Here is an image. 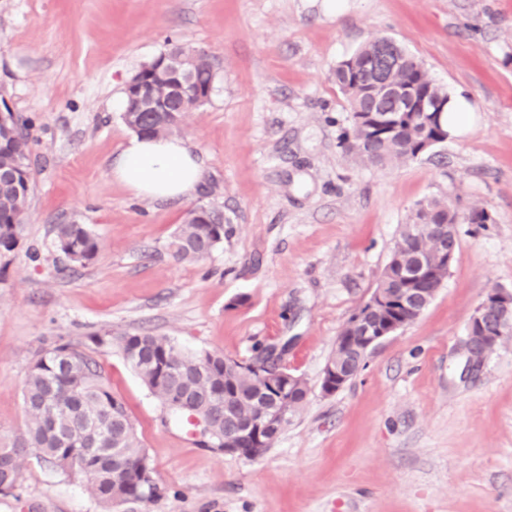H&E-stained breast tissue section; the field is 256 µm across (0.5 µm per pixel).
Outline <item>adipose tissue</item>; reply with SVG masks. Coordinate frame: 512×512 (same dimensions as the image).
I'll list each match as a JSON object with an SVG mask.
<instances>
[{
    "label": "adipose tissue",
    "mask_w": 512,
    "mask_h": 512,
    "mask_svg": "<svg viewBox=\"0 0 512 512\" xmlns=\"http://www.w3.org/2000/svg\"><path fill=\"white\" fill-rule=\"evenodd\" d=\"M203 177L202 160L174 136L129 138L112 168L113 180L155 201L190 198Z\"/></svg>",
    "instance_id": "1"
}]
</instances>
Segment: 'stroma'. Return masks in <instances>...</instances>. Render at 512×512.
Returning <instances> with one entry per match:
<instances>
[{
    "label": "stroma",
    "instance_id": "35a3bbf8",
    "mask_svg": "<svg viewBox=\"0 0 512 512\" xmlns=\"http://www.w3.org/2000/svg\"><path fill=\"white\" fill-rule=\"evenodd\" d=\"M375 36L395 40L471 108L419 160L365 167L345 152L332 79ZM178 44L204 53L209 100L177 132L202 159L193 197H134L112 178L131 131L114 104ZM0 100L27 118L33 180L17 246L0 251V446L25 430L31 362L68 343L96 359L162 487L112 512H512V341L477 367L466 327L512 291V0H0ZM485 209L457 227L447 281L341 390L321 380L416 204ZM224 240L175 261L190 210ZM99 242L70 261L54 227ZM151 332L188 352L251 359L282 347L310 393L261 457L196 444L113 344ZM0 512H103L84 480L28 456Z\"/></svg>",
    "mask_w": 512,
    "mask_h": 512
}]
</instances>
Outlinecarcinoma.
I'll return each mask as SVG.
<instances>
[{"mask_svg":"<svg viewBox=\"0 0 512 512\" xmlns=\"http://www.w3.org/2000/svg\"><path fill=\"white\" fill-rule=\"evenodd\" d=\"M382 37H375L354 54L342 60L333 71V79L348 102L350 130L342 146L359 163L384 167L394 161H415L423 157L424 142L436 136L410 112L396 116L394 128L388 134L372 129L368 113L380 108L369 89L377 79L376 61ZM195 56L192 71L197 86L213 84L215 75L205 54ZM391 55L397 63L385 77L398 85L414 84L431 102L450 101L448 91L434 83L422 63L398 44L392 45ZM183 113L177 121H155L146 131L151 138L167 137L179 130ZM27 121L22 116H10L14 137L0 146V250L12 251L19 242L24 212L17 206L19 187L23 179L15 180L8 173L16 170L32 179ZM490 217L483 209L471 208L461 214L445 199L432 198L417 203L408 222L402 225L389 262L377 287L391 288L399 294L408 287L407 274L413 271L419 258L429 259L440 251L441 237L429 229V224H487ZM60 250L75 262H89L99 251L98 241L83 224L54 226ZM224 240V225L193 224L186 220L173 235L170 248L179 261H192L209 254ZM421 279L427 301H432L448 278V265L428 266ZM411 308L397 305L370 314L372 325L382 330L393 324L406 327L412 322ZM358 332L345 325L336 338L330 359L342 362L348 347L357 340ZM125 360L143 384L171 412L184 417L194 412L211 415L212 447H224V440L234 437L235 430L224 422V412H215L213 393L226 396L227 411L246 421L274 401L269 383L248 365L236 364V369L224 368L227 358L211 353L189 354L166 337L152 333L113 336ZM178 355L176 366L161 372L165 357ZM23 400L28 423L21 441L0 448V493H8L15 473L22 471L29 454L64 471H74L71 452L85 449L87 469L80 472L89 493L101 504L112 506L120 500L139 498L147 503L159 496V486L145 485L142 460L147 458L135 425L122 401L112 393L101 365L92 357L69 344L59 345L38 356L29 366Z\"/></svg>","mask_w":512,"mask_h":512,"instance_id":"obj_1","label":"carcinoma"}]
</instances>
